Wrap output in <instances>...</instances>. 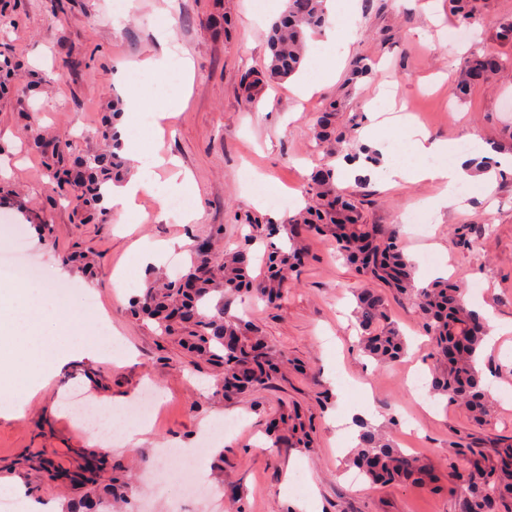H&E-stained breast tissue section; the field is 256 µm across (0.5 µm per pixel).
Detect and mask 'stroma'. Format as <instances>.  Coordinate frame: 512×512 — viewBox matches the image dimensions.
Returning a JSON list of instances; mask_svg holds the SVG:
<instances>
[{
  "label": "stroma",
  "instance_id": "obj_1",
  "mask_svg": "<svg viewBox=\"0 0 512 512\" xmlns=\"http://www.w3.org/2000/svg\"><path fill=\"white\" fill-rule=\"evenodd\" d=\"M272 0H0V253L21 234L29 257L42 269L41 287L63 289L56 319L59 345L78 353L60 375L49 377L31 397L16 400L0 416V482L25 487L47 512H65L94 488L128 485L121 512H204L177 476L181 448L197 447L207 422L241 419L228 436H215L204 465L224 498L223 512H301L312 501L316 512H458V497L418 486L374 487L357 477L347 461V440L337 436L343 413L370 404L376 416L394 420L395 440L404 452L448 467V443L457 437L493 453L512 437V332L485 353V380L497 397L489 425L474 426L466 413L439 401L414 397L410 380H427L423 352L412 351L397 365L380 367L356 347L351 324L355 291L365 283L336 256L333 242L315 238L311 258L281 306L234 301L232 314L259 326L283 355V375L268 390L234 401L224 398L219 367L197 362L155 326L130 311L146 283L172 280L190 263L186 253L140 264L136 245L182 238L196 245L235 246L244 213L279 218L271 196L288 197L290 208L306 198L307 176L322 164L311 131L327 98L338 103L336 123L356 125L345 146L355 158L345 188L366 190L370 224H396L408 211L428 213L427 236L403 234L405 253L418 278L457 280L467 300L486 319L512 324V170L497 173L493 193L482 182L456 203L434 206L439 185L406 181L384 187L364 159L366 149H391L406 158L396 133L382 127L378 139L360 130L370 112L412 107L416 122L432 139L474 146L506 145L512 126V76L475 86L466 99L450 96L466 57L475 50L512 56L499 42L492 18L512 15V0H488L490 21L471 27L465 41L449 40L460 24L447 0H329L327 24L307 36V59L338 56L342 68L330 78L306 67L313 93L294 94L290 81L263 91L256 107L242 92L245 73L267 60L266 38ZM226 15L229 29L212 19ZM168 43L160 45L159 30ZM164 58L161 70L141 61ZM371 72L352 78L359 60ZM191 61L187 107L163 120V136L138 119L130 129L141 147L140 161L126 148H113L101 132L112 124V102L130 89L150 88L173 96ZM176 157L178 168L154 167V154ZM124 159L128 174H148L165 184L175 171L190 173L197 217L164 211L160 199L141 195L146 218L123 223L103 208L85 218L70 201L69 188L56 185L49 170L54 157L68 168L91 156ZM472 225L469 245L457 244V225ZM152 386L158 410L151 430L129 440L125 450L103 453L92 431L70 410L73 390L91 403L111 404L113 437L131 428L126 406ZM312 418L311 448L272 447L264 434L269 420L292 414ZM160 448L174 449L166 466L172 474L164 494L151 496L140 479ZM296 469H289L291 461Z\"/></svg>",
  "mask_w": 512,
  "mask_h": 512
}]
</instances>
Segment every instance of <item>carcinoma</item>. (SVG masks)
<instances>
[{
	"mask_svg": "<svg viewBox=\"0 0 512 512\" xmlns=\"http://www.w3.org/2000/svg\"><path fill=\"white\" fill-rule=\"evenodd\" d=\"M325 0H288L286 11L272 23L267 36L268 59L260 71L244 76L247 102L253 104L262 88L283 81L298 71L304 58L309 31L326 22ZM448 11L466 24L485 22L480 0H448ZM496 37L512 43V16L493 21ZM512 71V58L473 52L460 70L452 93L467 95L472 88L493 74ZM336 101L319 113L313 128L316 145L334 155L347 141V133L336 129ZM111 180L105 160L82 163V169L58 184H78L73 194L77 208L86 212L98 208V187ZM305 206L280 221L270 217L248 216L246 224L254 237L271 239L282 234L288 248H273L264 259V273L252 275L249 249L224 251V257L211 254L199 245L188 269L180 278L192 284L180 288L170 281L162 288L150 287L133 301L134 312L154 321L161 333L178 339L196 358L218 363L224 372V397L232 400L247 393L267 389L275 379L277 352L264 340L262 330L234 316L218 305L206 310L213 292L224 294V301L252 297L268 307H276L297 280L312 237L331 239L336 252L367 282L356 296L354 316L358 347L380 366L395 365L407 354L408 343L393 320L383 289L411 302L428 336L431 396L464 410L477 425L488 423L495 414L494 400L488 393L480 359L490 326L479 312L469 307L460 288L444 277L421 286L416 268L403 252L397 227L368 224L364 220L366 198L348 193L336 184L335 170L320 167L308 177ZM357 445L348 461L374 485L433 484L438 477L430 464L397 447L387 426L359 421ZM268 435L273 445L286 441L300 448L308 434L299 422L283 433L272 425ZM457 464L448 471V491L460 495L461 512H512V440L489 456L480 448L452 440Z\"/></svg>",
	"mask_w": 512,
	"mask_h": 512,
	"instance_id": "carcinoma-1",
	"label": "carcinoma"
}]
</instances>
